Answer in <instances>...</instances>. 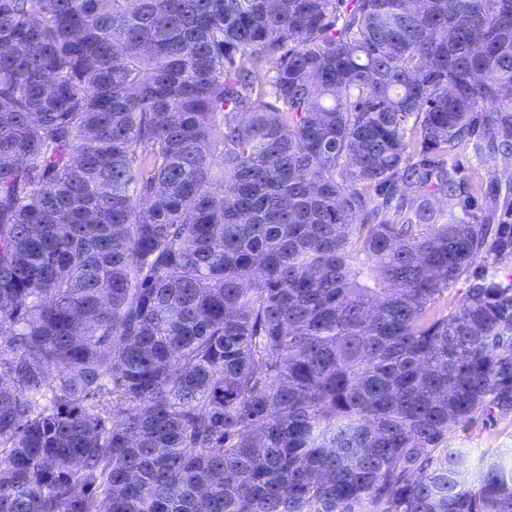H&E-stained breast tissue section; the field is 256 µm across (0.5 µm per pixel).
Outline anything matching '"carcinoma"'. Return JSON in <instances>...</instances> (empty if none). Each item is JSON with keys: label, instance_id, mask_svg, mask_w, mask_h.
<instances>
[{"label": "carcinoma", "instance_id": "cac0c4a2", "mask_svg": "<svg viewBox=\"0 0 512 512\" xmlns=\"http://www.w3.org/2000/svg\"><path fill=\"white\" fill-rule=\"evenodd\" d=\"M465 160L512 0H0V512H512ZM448 447L471 450L475 460L471 480L476 482L481 473L478 466L481 457H490L497 452L508 455V448H512V416L498 419L490 426L478 422L456 427L448 432Z\"/></svg>", "mask_w": 512, "mask_h": 512}]
</instances>
